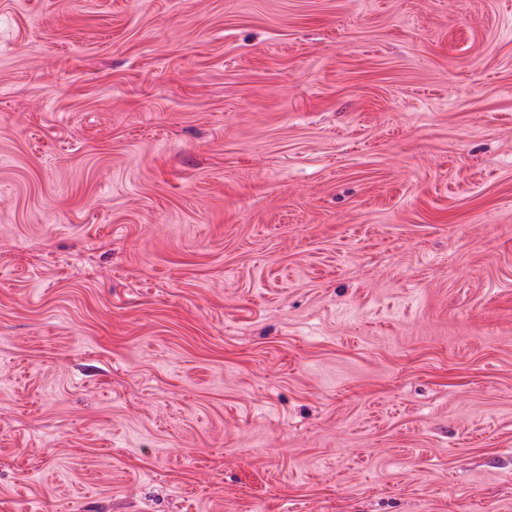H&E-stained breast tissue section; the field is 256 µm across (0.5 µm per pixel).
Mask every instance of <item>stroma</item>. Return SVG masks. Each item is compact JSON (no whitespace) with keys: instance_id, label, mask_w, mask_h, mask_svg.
Returning <instances> with one entry per match:
<instances>
[{"instance_id":"35a3bbf8","label":"stroma","mask_w":512,"mask_h":512,"mask_svg":"<svg viewBox=\"0 0 512 512\" xmlns=\"http://www.w3.org/2000/svg\"><path fill=\"white\" fill-rule=\"evenodd\" d=\"M0 512H512V0H0Z\"/></svg>"}]
</instances>
